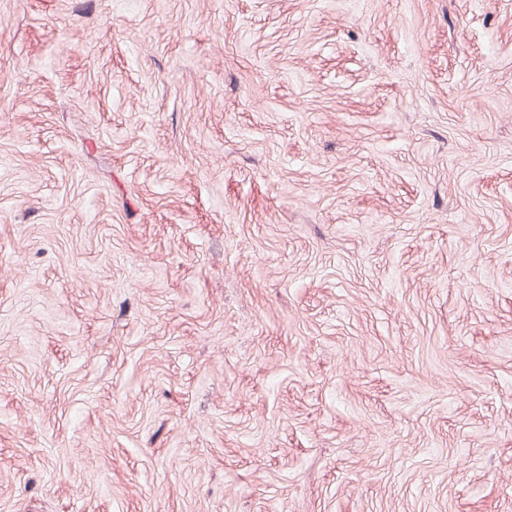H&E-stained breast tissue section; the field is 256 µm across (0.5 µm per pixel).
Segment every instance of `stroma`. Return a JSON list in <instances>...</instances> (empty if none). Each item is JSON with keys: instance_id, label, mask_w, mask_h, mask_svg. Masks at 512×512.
Segmentation results:
<instances>
[{"instance_id": "stroma-1", "label": "stroma", "mask_w": 512, "mask_h": 512, "mask_svg": "<svg viewBox=\"0 0 512 512\" xmlns=\"http://www.w3.org/2000/svg\"><path fill=\"white\" fill-rule=\"evenodd\" d=\"M0 512H512V0H0Z\"/></svg>"}]
</instances>
